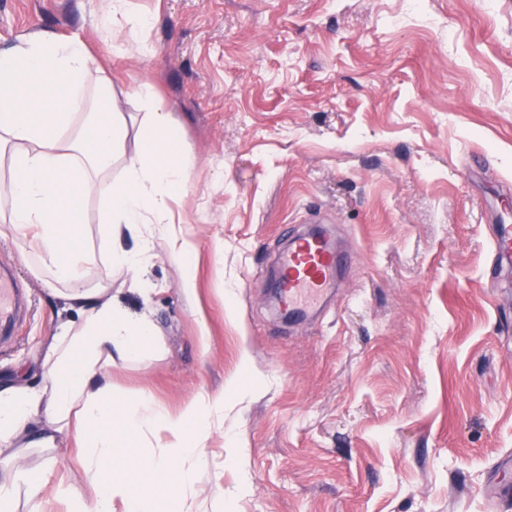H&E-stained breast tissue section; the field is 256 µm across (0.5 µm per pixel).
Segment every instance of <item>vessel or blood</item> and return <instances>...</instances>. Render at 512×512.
Masks as SVG:
<instances>
[{"label": "vessel or blood", "mask_w": 512, "mask_h": 512, "mask_svg": "<svg viewBox=\"0 0 512 512\" xmlns=\"http://www.w3.org/2000/svg\"><path fill=\"white\" fill-rule=\"evenodd\" d=\"M495 257L512 255V224H498L491 237ZM353 255L336 248L326 235L295 237L280 260L277 300L288 313L300 312L334 287L340 269L351 265ZM19 291L13 277L0 276V331L9 333L19 308Z\"/></svg>", "instance_id": "b4317fda"}]
</instances>
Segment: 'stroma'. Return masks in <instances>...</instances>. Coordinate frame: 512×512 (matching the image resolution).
<instances>
[{
  "mask_svg": "<svg viewBox=\"0 0 512 512\" xmlns=\"http://www.w3.org/2000/svg\"><path fill=\"white\" fill-rule=\"evenodd\" d=\"M107 6L0 0V48L81 36L116 87L154 85L195 159L141 268L112 265L92 197L80 241L87 287L157 331L105 364L112 392L174 418L224 397L194 512H512V278L489 243L512 212V0H131L151 51L125 55L94 25ZM311 223L358 260L287 323L272 260ZM0 265L25 298L0 382L38 387L79 307L8 231ZM47 459L40 512H71L89 486L71 437L22 463Z\"/></svg>",
  "mask_w": 512,
  "mask_h": 512,
  "instance_id": "stroma-1",
  "label": "stroma"
}]
</instances>
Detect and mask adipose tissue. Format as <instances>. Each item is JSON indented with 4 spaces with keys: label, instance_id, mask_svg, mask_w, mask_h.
I'll list each match as a JSON object with an SVG mask.
<instances>
[{
    "label": "adipose tissue",
    "instance_id": "obj_1",
    "mask_svg": "<svg viewBox=\"0 0 512 512\" xmlns=\"http://www.w3.org/2000/svg\"><path fill=\"white\" fill-rule=\"evenodd\" d=\"M127 18L129 30L117 28ZM144 19L132 17L127 0H111L98 27L114 50L140 44ZM134 96L147 118L130 130L116 106L117 93L79 36L59 38L35 30L20 44L0 49V159L10 172L0 178V222L15 236L34 235L36 271L50 287L63 286L69 300L84 307L79 328L60 326L44 354L49 383L33 389L0 385V446L22 435L54 449L58 437L75 429L80 458L90 474L92 500L72 497L75 512H190L200 440L211 419L224 410L223 396L189 401L171 418L150 394L129 407L99 382L101 361L131 358L151 347L150 321L135 320L116 307L103 289L86 287L89 253L80 251L78 212L84 199L101 202L99 233L113 244L114 264L134 269L151 249L145 225L167 235L170 203L187 191L192 156L180 146L166 105L153 87L139 83ZM135 136V151L125 141ZM136 240L134 249L123 238ZM168 432L160 452L135 457L133 444L143 430ZM159 485L156 493L135 492L127 476L131 458ZM50 467H17L0 478V512H17L16 493L36 501L50 482Z\"/></svg>",
    "mask_w": 512,
    "mask_h": 512
}]
</instances>
